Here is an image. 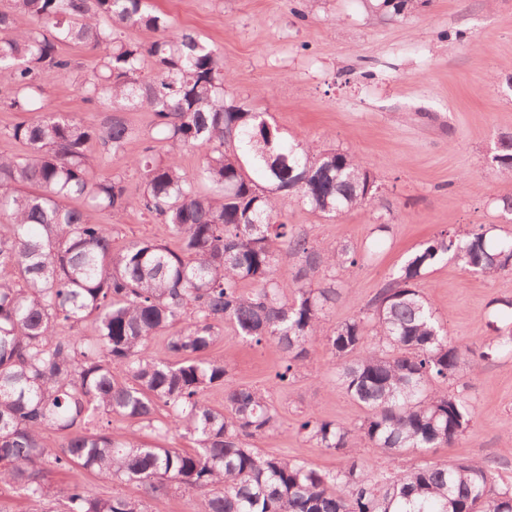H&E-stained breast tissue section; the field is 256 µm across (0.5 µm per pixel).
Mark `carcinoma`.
Wrapping results in <instances>:
<instances>
[{"mask_svg": "<svg viewBox=\"0 0 512 512\" xmlns=\"http://www.w3.org/2000/svg\"><path fill=\"white\" fill-rule=\"evenodd\" d=\"M127 27L157 36L124 40L118 33ZM62 44L103 52L100 68L78 79L85 101L110 106L98 126L45 111V83L74 69ZM226 70L212 47L171 32L146 0H9L0 11V106L30 114L8 130L25 152L0 156V214L10 220L0 233V482L40 502L48 466L78 465L144 489L143 498L100 497L73 483L66 512H148V501L182 489L203 493L197 512H512V487L496 488L481 462L374 478L354 461L321 471L250 447L280 423L264 393L233 383L228 364L205 357L218 325L231 323L256 346L277 344L284 357L275 379L294 376L339 294L335 279L314 280L356 265L358 253L310 245L281 219L282 207L296 199L332 217L375 194L367 192L372 173L354 156L295 141L265 113L224 97ZM138 109L154 123L151 144L132 161L142 177L132 193L120 175L93 178L87 145L124 154L136 133L123 113ZM501 144L497 170L511 177L512 137ZM157 146L206 148L197 177L186 178L173 157L157 159ZM70 198L90 205L70 207ZM135 207L167 224L178 249L142 238L112 252V227L94 212ZM448 254L476 274L512 271V237L444 234L424 244L362 316L327 339L336 384L367 416L348 428L310 415L299 434L327 450H351L361 439L397 456L450 446L471 425L467 399L437 387L469 354L486 362L512 352V332L465 350L448 337L416 287ZM88 320L91 336L56 331ZM172 328L175 360L151 355V340ZM215 385L224 386L222 411L205 402ZM114 417L141 425L151 440L113 432ZM175 432L195 447L166 446ZM48 433L62 437L58 447H47Z\"/></svg>", "mask_w": 512, "mask_h": 512, "instance_id": "cac0c4a2", "label": "carcinoma"}]
</instances>
